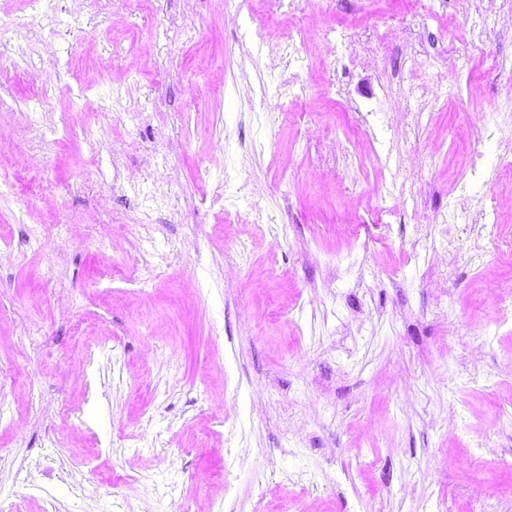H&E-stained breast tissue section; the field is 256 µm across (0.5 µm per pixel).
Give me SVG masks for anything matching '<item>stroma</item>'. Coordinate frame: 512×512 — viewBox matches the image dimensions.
<instances>
[{"mask_svg": "<svg viewBox=\"0 0 512 512\" xmlns=\"http://www.w3.org/2000/svg\"><path fill=\"white\" fill-rule=\"evenodd\" d=\"M106 16L0 45V512H512V0ZM98 438L111 493L16 476Z\"/></svg>", "mask_w": 512, "mask_h": 512, "instance_id": "stroma-1", "label": "stroma"}]
</instances>
